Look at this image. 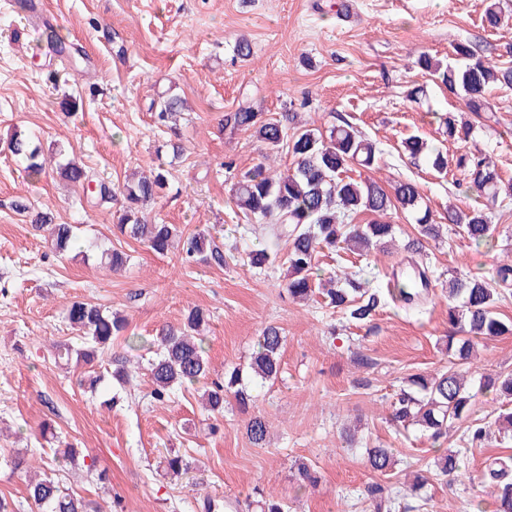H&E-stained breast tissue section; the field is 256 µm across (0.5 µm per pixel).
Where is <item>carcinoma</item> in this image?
Here are the masks:
<instances>
[{
  "label": "carcinoma",
  "instance_id": "cac0c4a2",
  "mask_svg": "<svg viewBox=\"0 0 512 512\" xmlns=\"http://www.w3.org/2000/svg\"><path fill=\"white\" fill-rule=\"evenodd\" d=\"M504 21L505 12L499 0H488L482 16L484 27L496 30ZM453 56L455 59L444 66L422 53L417 64L430 75L442 74L448 90L461 93L463 111L479 119L482 113L493 111L490 102L493 89L512 87V63H491L484 49L472 42L455 44ZM182 108L181 98L166 96L160 100L154 116L158 124L167 127L175 122ZM294 118V113L284 112L282 119L269 121L263 113L246 105L223 116L221 126L251 131L265 146L263 162L243 172L235 183L234 201L250 220L274 218L266 223V230L272 239L287 246V290L293 300L305 301L317 291L326 305L345 311L352 319L367 320L379 307L381 296L354 274L344 276L343 287L336 285V275L318 277L315 259L320 250H346L359 256L376 249L385 251L394 241L395 225L387 221L393 209L414 215L418 237L409 243L408 249L417 255L424 252L428 240L440 237L442 225L424 205L415 183L400 181L385 189L375 181H358L348 175L353 165L370 168L376 161L374 142L350 122L342 120L326 134L296 126L290 134L288 125L294 123ZM442 120L448 139L460 145L469 142L473 122L460 121L453 112L442 115ZM284 147L293 157L294 166L277 172L272 169L271 160ZM8 148L32 175L41 174L49 166L40 145L28 133L15 132ZM400 148L409 158L424 161L437 173H444L451 166L463 172L465 191L474 197L476 205L466 210L450 206L445 220L471 244L491 245L495 226L486 212L487 203L512 199V180L502 178L492 157L470 150L450 157L439 149L427 147L417 135L403 138ZM59 169L63 179L74 185L85 187L92 182L87 170L73 161L60 165ZM166 185V170L159 167L151 176L128 180L116 190L112 183L100 180L95 183L94 193L102 203H121L116 224L120 234L147 244L159 254L168 251L177 239L185 261L199 259L224 266V250L213 239L202 233L186 234L174 224L148 222L145 210ZM14 206L29 218L36 230L45 233V240L56 253L63 254L76 247L74 225L56 223L52 213L34 209L24 198L17 199ZM361 212H369L376 219L367 224L353 223ZM276 258L277 254L265 248L248 253L250 265L259 269ZM127 262L128 255L117 249H107L100 255V264L112 272L122 270ZM401 276L398 299L407 309L415 310L425 299L428 288L426 269L414 261L410 270L401 271ZM511 284L512 263L498 266L491 282L480 276L455 277L449 281L448 300L459 299L461 304L448 305V336L445 337L448 367L431 377L412 374L407 378L406 387L391 405L389 422L395 429L416 427L435 445L447 435L452 424L470 416L478 394L491 393L508 403L512 401V373L487 377L475 391L458 372L459 366L472 359L478 342L512 333V324L501 320L496 312L500 288ZM67 320L79 332L81 343L55 346L59 359L90 365L115 339L123 338L127 346L134 341L133 336L126 335L128 324L122 316L89 302H71ZM204 323L205 313L196 307L188 312L182 324L164 325L152 337L149 348L155 349V357L148 360L146 367L152 397L163 401L175 386L199 385L203 388L205 407L213 414L224 412V403L230 395L240 407H248L253 395L244 385L240 371L233 370L222 381L210 378L204 339L197 336ZM283 345L281 328L269 325L262 329L248 364L254 380L264 385L277 379ZM112 365L111 378L124 384L133 381L123 355H114ZM268 432L269 424L263 416L254 414L247 421L246 434L252 443L265 444ZM366 454V463L375 472H391L397 465L391 448H368ZM79 457L80 453L72 448L57 449L48 471L26 480L28 498L42 512H93L91 502L65 491L53 476L55 468L64 462L80 463L87 471H94L95 459L81 463ZM434 468L438 477L457 476L460 472L457 452L451 449L440 452L434 458ZM164 470L173 478H181L190 473L191 466L179 455H168ZM485 479L494 486V512H512V455L493 458L486 466Z\"/></svg>",
  "mask_w": 512,
  "mask_h": 512
}]
</instances>
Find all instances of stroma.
<instances>
[{
    "instance_id": "stroma-1",
    "label": "stroma",
    "mask_w": 512,
    "mask_h": 512,
    "mask_svg": "<svg viewBox=\"0 0 512 512\" xmlns=\"http://www.w3.org/2000/svg\"><path fill=\"white\" fill-rule=\"evenodd\" d=\"M34 17L0 0V455L26 452L32 466L71 446L96 457L111 494L96 475L63 466L64 488L109 512L121 496L125 512H200L203 497L232 498L234 512H261L280 500L288 512H373L367 490L393 491L405 472L433 468L436 447L416 430L397 432L388 421L391 403L413 373L448 363V281L466 274L491 275L512 261V201L491 205L492 248H477L450 228L427 244L432 281L423 310L387 302L370 322L349 321L319 296L293 301L288 266L276 261L251 268L246 254L268 239L244 231L232 187L261 159L252 132L221 127L223 113L253 105L265 117L289 110L302 129L327 130L352 122L375 142L379 164L353 167L354 178L382 186L414 181L435 217L449 205L465 209L474 199L457 185L460 171L439 175L398 153L401 138L417 134L430 145L458 153L439 116L462 108L459 96L416 64L420 53L448 59L455 43L487 46L497 59L512 43V21L491 31L482 25L486 0H357V18H338L333 0H41ZM66 37L71 55L50 52L47 26ZM248 40L252 55L239 58ZM427 91L423 105L409 90ZM176 95L187 108L177 123L184 152L173 156L168 135L151 111L154 100ZM492 112L474 131L473 143L512 178V88L491 92ZM38 138L45 156L75 160L99 179L122 185L135 171L161 165L168 184L150 215L219 238L226 264L182 262L179 250L158 254L116 234L115 209L70 185L48 167L31 180L8 150L14 130ZM28 199L57 223L77 228L79 246L56 256L14 202ZM395 242L377 261L322 251V273L339 266L386 289L397 263L409 257L414 237L409 213H393ZM127 253L126 269L101 265L104 249ZM75 300L124 315L128 331L148 339L156 328L183 322L199 307L211 376L223 378L250 361L254 341L268 325L286 341L281 373L257 389L248 411L227 399L224 413L203 410L198 388L173 390L154 401L146 377L111 386L116 406L81 385L82 368L55 362L53 347L77 342L66 320ZM471 380L512 372V335L481 342L462 365ZM501 403L478 396L468 419L441 445L459 451L461 474L447 482L431 477L425 498H407L406 512H493L484 483L489 457L512 454V434L492 429ZM265 416L270 438L254 445L246 434L249 414ZM486 428L474 439L476 428ZM394 449L400 469L374 474L366 449ZM191 464L197 485L168 479L160 465L169 452ZM318 473L316 486L299 488L296 464Z\"/></svg>"
}]
</instances>
